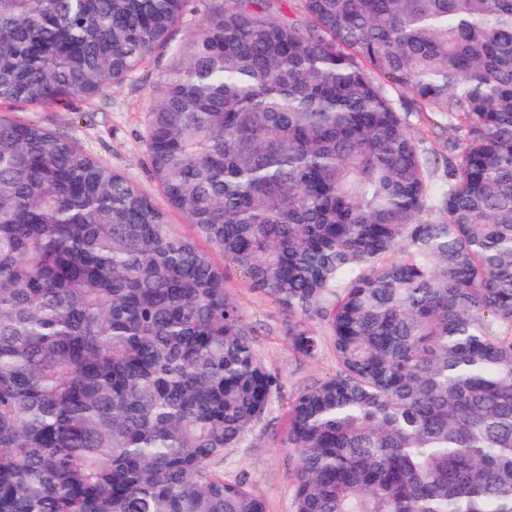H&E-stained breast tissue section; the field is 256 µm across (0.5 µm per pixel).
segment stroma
Instances as JSON below:
<instances>
[{"instance_id": "stroma-1", "label": "stroma", "mask_w": 512, "mask_h": 512, "mask_svg": "<svg viewBox=\"0 0 512 512\" xmlns=\"http://www.w3.org/2000/svg\"><path fill=\"white\" fill-rule=\"evenodd\" d=\"M205 0H196L178 27L170 44L154 52L120 85L106 95L76 102L73 110L52 104L32 109L16 107V118L33 120L60 136L78 142L84 149L132 180L155 202L163 197L150 171L146 125L155 89L170 61L171 48L201 27ZM407 122L422 153L436 160L448 156L441 112L412 110ZM225 287L240 305L246 324L253 330L261 361L280 374L279 392L274 394L264 417L241 442L224 452L221 468L225 478H247L262 495L267 512H293L297 455L285 446V423L295 394L331 377L336 363L329 353L308 359L293 352L288 343V315L270 299L254 294L232 264L224 266Z\"/></svg>"}]
</instances>
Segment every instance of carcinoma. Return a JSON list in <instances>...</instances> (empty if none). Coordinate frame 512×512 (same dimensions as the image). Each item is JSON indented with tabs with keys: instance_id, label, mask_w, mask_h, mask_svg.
Here are the masks:
<instances>
[{
	"instance_id": "cac0c4a2",
	"label": "carcinoma",
	"mask_w": 512,
	"mask_h": 512,
	"mask_svg": "<svg viewBox=\"0 0 512 512\" xmlns=\"http://www.w3.org/2000/svg\"><path fill=\"white\" fill-rule=\"evenodd\" d=\"M190 2L0 0V101L106 92ZM294 2L208 0L174 50L165 208L0 114V512H266L218 465L281 379L213 252L336 362L293 512H512V0ZM385 80L463 134L444 181Z\"/></svg>"
}]
</instances>
